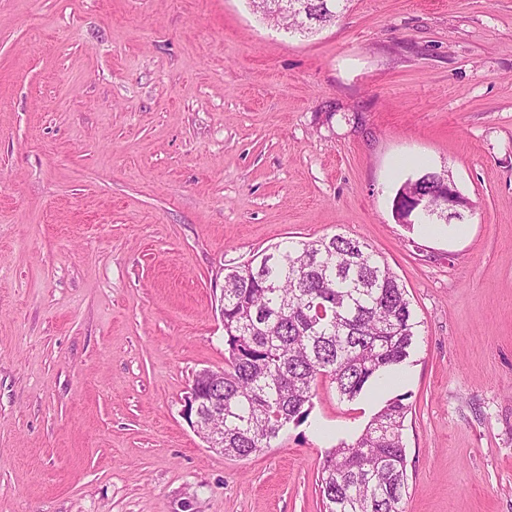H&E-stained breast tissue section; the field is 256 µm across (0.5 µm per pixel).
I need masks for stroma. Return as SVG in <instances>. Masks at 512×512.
I'll list each match as a JSON object with an SVG mask.
<instances>
[{
	"label": "stroma",
	"mask_w": 512,
	"mask_h": 512,
	"mask_svg": "<svg viewBox=\"0 0 512 512\" xmlns=\"http://www.w3.org/2000/svg\"><path fill=\"white\" fill-rule=\"evenodd\" d=\"M429 168L468 201L399 223ZM359 240L418 336L246 459L182 414L227 268ZM406 396L405 512H512V0H0V512H320L326 451ZM300 1V13L288 18V29L293 27H302V32L307 33L312 30V23L326 25L334 22L329 13L336 10L339 2L343 0H297ZM291 26V27H290Z\"/></svg>",
	"instance_id": "35a3bbf8"
}]
</instances>
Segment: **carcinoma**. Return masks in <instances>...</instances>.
Masks as SVG:
<instances>
[{
	"label": "carcinoma",
	"instance_id": "cac0c4a2",
	"mask_svg": "<svg viewBox=\"0 0 512 512\" xmlns=\"http://www.w3.org/2000/svg\"><path fill=\"white\" fill-rule=\"evenodd\" d=\"M341 0H300L291 27L331 24ZM443 172L426 170L408 193L435 204ZM406 289L360 241L340 234L275 246L250 266L224 274V455L239 459L271 447L304 422L320 378L339 400L366 394L380 371L410 354L416 336ZM409 405L398 397L351 441L326 451L318 474L324 512H404L403 443Z\"/></svg>",
	"mask_w": 512,
	"mask_h": 512
}]
</instances>
